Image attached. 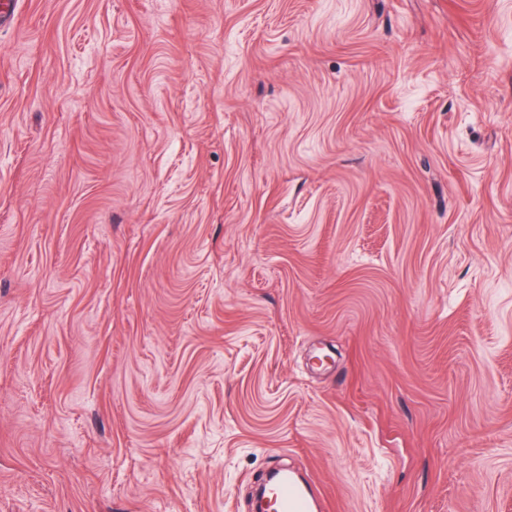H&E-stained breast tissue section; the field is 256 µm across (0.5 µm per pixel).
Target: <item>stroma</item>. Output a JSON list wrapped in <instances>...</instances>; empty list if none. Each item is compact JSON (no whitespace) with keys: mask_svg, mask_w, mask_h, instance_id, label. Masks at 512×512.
I'll list each match as a JSON object with an SVG mask.
<instances>
[{"mask_svg":"<svg viewBox=\"0 0 512 512\" xmlns=\"http://www.w3.org/2000/svg\"><path fill=\"white\" fill-rule=\"evenodd\" d=\"M512 512V0H20L0 512ZM272 502L273 512L312 511L307 491L287 473H282L277 478Z\"/></svg>","mask_w":512,"mask_h":512,"instance_id":"35a3bbf8","label":"stroma"}]
</instances>
